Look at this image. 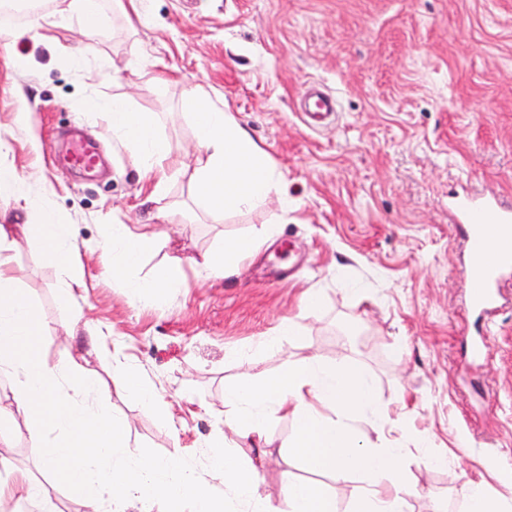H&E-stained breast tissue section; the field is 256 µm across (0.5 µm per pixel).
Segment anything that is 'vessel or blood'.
I'll return each instance as SVG.
<instances>
[{"label":"vessel or blood","mask_w":512,"mask_h":512,"mask_svg":"<svg viewBox=\"0 0 512 512\" xmlns=\"http://www.w3.org/2000/svg\"><path fill=\"white\" fill-rule=\"evenodd\" d=\"M304 123L313 130L324 127L336 117V98L326 90L312 87L299 102ZM452 223L467 225L472 247H479L488 231L512 237V199L495 193H481L454 200L449 206ZM512 270V251L491 256L473 255L470 277V306L492 313L499 300L502 275Z\"/></svg>","instance_id":"vessel-or-blood-1"}]
</instances>
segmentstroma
Instances as JSON below:
<instances>
[{
	"instance_id": "35a3bbf8",
	"label": "stroma",
	"mask_w": 512,
	"mask_h": 512,
	"mask_svg": "<svg viewBox=\"0 0 512 512\" xmlns=\"http://www.w3.org/2000/svg\"><path fill=\"white\" fill-rule=\"evenodd\" d=\"M62 8L40 0L47 21L33 32L28 14L0 15V31L28 32L0 38V165L36 176L59 223L77 225L86 286L66 303L59 270L25 241L14 263L47 327L43 357L89 351V368L129 423L130 452L179 449L223 493L207 471L206 442L233 424L225 388L315 356L370 377L385 414L361 416L352 433L404 448L407 512H468L459 489L469 481L490 502L512 499V282L490 319L492 357L474 363L465 347L469 256L448 219L450 192L512 196V0H153L146 25L101 0L90 34L61 19ZM77 43L78 68L67 53ZM311 82L337 99L336 119L319 130L295 109ZM190 87L250 131L282 176L288 209L273 198L218 222L197 201ZM115 98L152 116L168 141L163 188L113 136L102 106ZM24 109L25 130L14 123ZM75 128L100 146L101 182L80 180L57 157ZM106 224L159 235L132 279L182 256L186 287L154 305L132 302L100 274ZM262 227L267 237L237 274L213 279L193 265ZM312 292L319 307L305 304ZM76 306L106 333L96 349L65 331ZM286 320L300 336L280 337ZM120 362L154 381L168 423L113 382ZM232 446L257 464L258 493L275 504L285 470L324 485L336 512H353L364 487L357 472L334 479L287 455L264 457L256 441ZM0 455L43 482L60 512H84L25 438Z\"/></svg>"
}]
</instances>
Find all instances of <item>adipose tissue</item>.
<instances>
[{
    "label": "adipose tissue",
    "instance_id": "adipose-tissue-1",
    "mask_svg": "<svg viewBox=\"0 0 512 512\" xmlns=\"http://www.w3.org/2000/svg\"><path fill=\"white\" fill-rule=\"evenodd\" d=\"M186 98L200 148L196 191L205 208L220 218L265 206L274 195L287 203L280 174L248 130L196 91H188ZM106 112L113 134L134 146L143 170L166 181L170 148L152 120L115 103ZM44 200L41 194L23 198L26 207L42 210L41 223L0 224V446L9 447L18 421H25L30 447L38 449L46 469L86 512H241L245 504L253 505V512H336L326 489L296 480L287 471L281 477V506L261 499L257 466L231 453L220 430L207 446L208 470L224 480L221 495L211 493L205 472L178 453L154 457L127 452L128 423L104 405V391L82 360L69 356L51 364L37 349L45 327L19 288L14 234L35 243L43 258L61 271L68 299H75L77 289L85 285L76 227L58 223L44 208ZM265 235L261 229L234 239L223 252L203 254L196 265L208 277H227L255 255ZM151 241L129 225L110 224L101 242L106 256L102 277L128 289L137 302L153 301L187 285L177 259L152 279H130ZM224 405L235 418L238 435L264 436L266 454L274 453L276 443L266 432V421L270 413L282 412L292 426L288 451L304 466L335 478L361 472L367 486L359 512H407L401 449L371 447L351 434L361 415L381 413L373 385L356 363H326L315 357L288 363L272 376L246 378L225 389ZM325 406L334 408L333 416L322 414ZM0 470L5 473L0 479V512H20L23 503L29 512H58L42 482L14 471L1 458Z\"/></svg>",
    "mask_w": 512,
    "mask_h": 512
}]
</instances>
